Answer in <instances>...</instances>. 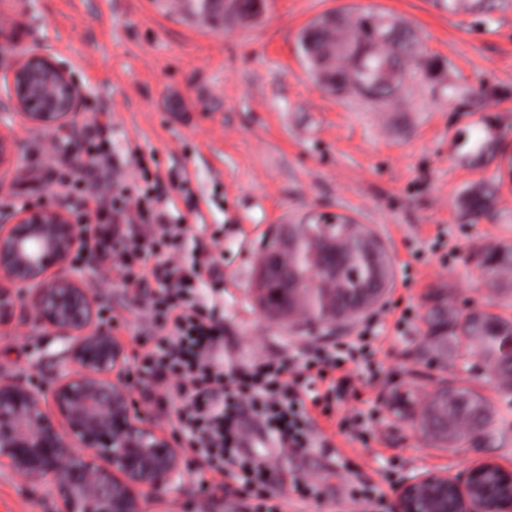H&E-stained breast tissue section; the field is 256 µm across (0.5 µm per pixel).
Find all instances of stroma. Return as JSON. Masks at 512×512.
I'll return each instance as SVG.
<instances>
[{
  "instance_id": "35a3bbf8",
  "label": "stroma",
  "mask_w": 512,
  "mask_h": 512,
  "mask_svg": "<svg viewBox=\"0 0 512 512\" xmlns=\"http://www.w3.org/2000/svg\"><path fill=\"white\" fill-rule=\"evenodd\" d=\"M8 8L26 44L70 68L84 105L73 130L18 127L22 173L0 185V212L53 189L67 191V174L50 152L81 166L101 114L111 121L103 137L155 154L165 195L192 227L186 253L220 238L204 287L216 293L223 353L234 364L340 342L368 323L383 327L381 351L352 369L367 384L362 400L343 396L336 410L359 415L365 440L328 425L323 446L282 454L260 436L254 449L275 468L270 496L291 501L290 479L310 480L321 498L308 502L307 512H332L346 483L358 479L393 495L405 477L441 471L462 478L486 458L512 470V428L494 445L451 451L435 447L416 422L442 379H469L497 412L512 410L483 385L480 368L466 372L425 353V315L435 292L462 310L512 317V278L488 288L478 267L481 247L512 243V0H479L474 13L449 9L448 0H264L254 21L228 16L217 27L155 10L151 0H10ZM327 12L385 17L419 32L424 54L393 100L374 105L315 82L300 35ZM476 112L501 126L502 135L479 153L449 156V140L474 136ZM177 174L188 175V191L174 182ZM482 182L496 187L497 199L489 218L474 223L461 204ZM340 217L366 225L385 246L391 281L381 301L337 325L269 318L253 284L270 237ZM99 294L124 348L150 339L133 290L115 285ZM402 312L409 315L405 330H389ZM58 348L27 324L2 329L0 372L51 370L47 356ZM404 387L413 389L414 405L400 416L388 403ZM183 459L185 481L158 512H250L253 501L233 477L201 495L203 474L191 452ZM0 512H56V506L0 470Z\"/></svg>"
}]
</instances>
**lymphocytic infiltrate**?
Wrapping results in <instances>:
<instances>
[{
    "label": "lymphocytic infiltrate",
    "instance_id": "f902f5d3",
    "mask_svg": "<svg viewBox=\"0 0 512 512\" xmlns=\"http://www.w3.org/2000/svg\"><path fill=\"white\" fill-rule=\"evenodd\" d=\"M84 165L97 174L93 194H84L80 179L71 183L84 259L97 261L101 287L154 286L140 310L155 330L153 342L133 358L138 381L153 390L154 417L177 420L184 448L203 470L237 469L255 512H282L267 493L270 460L244 454L247 429H265L283 450L311 448L320 419L333 418L342 395L358 394L345 366L371 348L372 326L334 347L306 349L299 362L226 366L224 325L203 291L200 262L182 255L188 228L170 212L158 169L137 149L115 157L103 139L90 141Z\"/></svg>",
    "mask_w": 512,
    "mask_h": 512
}]
</instances>
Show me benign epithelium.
I'll use <instances>...</instances> for the list:
<instances>
[{
    "label": "benign epithelium",
    "instance_id": "obj_1",
    "mask_svg": "<svg viewBox=\"0 0 512 512\" xmlns=\"http://www.w3.org/2000/svg\"><path fill=\"white\" fill-rule=\"evenodd\" d=\"M223 10L244 19L241 0H223ZM0 13V40L11 64L0 80V175L18 170L23 147L14 126L42 131L72 127L82 108L71 71L39 47L20 46ZM83 249L75 214L56 198L22 202L0 216V326L16 312L61 344L51 372L34 380L0 375V467L45 489L58 512H147L185 479L183 458L173 441L139 410L126 379V354L104 321L98 293L84 269L73 263ZM319 277L340 264L336 243L324 242L313 257ZM295 300L306 273L282 261V238L262 255L254 288L257 299L268 281ZM474 468L494 473L502 494L512 500V472L491 459ZM394 512H497L475 489L443 472L408 477L399 487Z\"/></svg>",
    "mask_w": 512,
    "mask_h": 512
}]
</instances>
